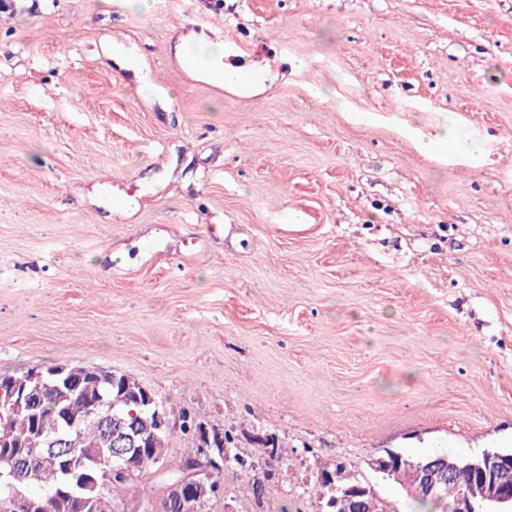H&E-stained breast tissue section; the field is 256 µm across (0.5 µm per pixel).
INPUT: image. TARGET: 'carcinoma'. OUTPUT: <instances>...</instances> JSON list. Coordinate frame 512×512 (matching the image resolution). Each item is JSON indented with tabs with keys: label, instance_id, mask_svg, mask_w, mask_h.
<instances>
[{
	"label": "carcinoma",
	"instance_id": "cac0c4a2",
	"mask_svg": "<svg viewBox=\"0 0 512 512\" xmlns=\"http://www.w3.org/2000/svg\"><path fill=\"white\" fill-rule=\"evenodd\" d=\"M84 388L88 395L103 394L117 402L116 411L124 419L138 424L141 437L150 443V449L137 463L138 471L134 477L124 481L112 475V457L103 443L100 425L95 420H81L75 437L79 448L76 449L75 460L70 468L61 470L45 480L40 470H32L30 475L22 482H14L9 478L0 479V498L10 494L22 493L34 500L40 506V512H78L79 506L75 502H62L58 499V491L68 490L75 495L95 497L105 495L110 498L123 500L127 489L143 477L163 470V478H177L183 475L188 467L189 457H203L200 446H195L186 457L176 464H170L166 460L169 435L158 432L154 428L152 407L128 402L121 399L122 392L118 388H105L98 385L94 378H87ZM69 405L77 409V404L64 400L52 391H44L38 394L34 409L16 416L9 437L20 442L23 448V456L33 462L41 460L46 454L48 440L60 434L64 423L60 414V408ZM180 416L184 421L181 432L189 438H194L192 429L199 423L208 426L214 433H222L224 436V454L227 462L224 468H235L248 473L249 478L245 486L247 494L251 495L256 504H261L268 488L273 482L275 471L278 467L290 460L288 449L284 448L272 434H265L260 438L262 448L259 453H247L239 448L235 437L222 427L212 425L206 416L196 411L183 409ZM98 470V487L95 490L85 488V476L90 469ZM332 474L340 483L360 484L370 487V483L360 474L347 471L341 463L333 466L324 465L310 494L316 498L320 508H325L330 496L329 487L325 483V476ZM161 478V479H163ZM161 479H154L155 486H160ZM476 481L474 474L468 470H460L448 485L444 486L440 495L433 498H423L419 494H407L423 512H448V501L458 497Z\"/></svg>",
	"mask_w": 512,
	"mask_h": 512
}]
</instances>
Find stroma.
I'll list each match as a JSON object with an SVG mask.
<instances>
[{"label":"stroma","instance_id":"1","mask_svg":"<svg viewBox=\"0 0 512 512\" xmlns=\"http://www.w3.org/2000/svg\"><path fill=\"white\" fill-rule=\"evenodd\" d=\"M261 91L170 66L203 22ZM131 55L132 69L112 56ZM454 123L477 159L426 152ZM137 379L323 464L512 451V0H0V370Z\"/></svg>","mask_w":512,"mask_h":512}]
</instances>
